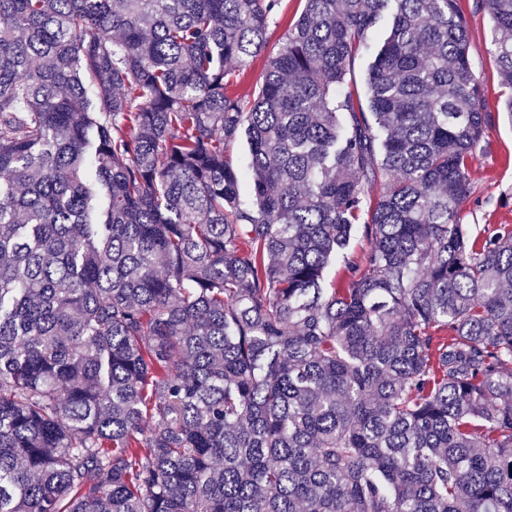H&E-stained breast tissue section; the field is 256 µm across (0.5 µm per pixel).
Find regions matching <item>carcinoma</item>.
I'll return each instance as SVG.
<instances>
[{
    "label": "carcinoma",
    "instance_id": "1",
    "mask_svg": "<svg viewBox=\"0 0 512 512\" xmlns=\"http://www.w3.org/2000/svg\"><path fill=\"white\" fill-rule=\"evenodd\" d=\"M282 2L0 0V512H512V96L460 0ZM304 2L301 0H284L283 12L274 19L270 26V39L268 44V52H276L281 43V37L285 33L292 19L299 15L303 9ZM477 0H461L472 40V69L483 88L484 98L494 108L506 89L500 84L493 58L489 52L491 22L487 13L476 7ZM371 46L369 49L363 51V53L356 57L355 63L351 68V71L346 76V82L349 86L355 89L360 97L362 105L366 108L367 106V72L371 61L373 60V53L375 46L378 43V37L375 32ZM485 139L489 150L470 167L472 193L461 211L462 222L476 224L477 230L512 225V124L500 120L486 130Z\"/></svg>",
    "mask_w": 512,
    "mask_h": 512
}]
</instances>
